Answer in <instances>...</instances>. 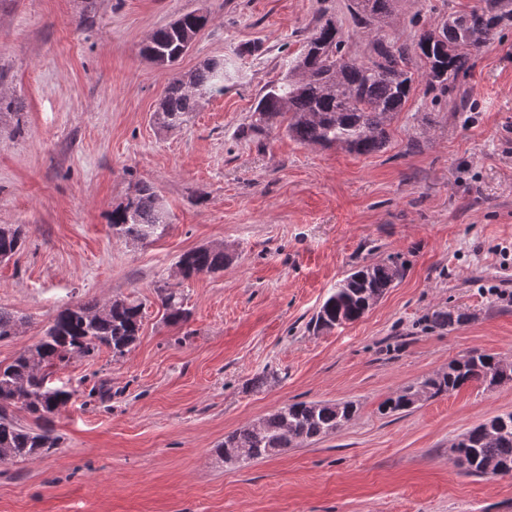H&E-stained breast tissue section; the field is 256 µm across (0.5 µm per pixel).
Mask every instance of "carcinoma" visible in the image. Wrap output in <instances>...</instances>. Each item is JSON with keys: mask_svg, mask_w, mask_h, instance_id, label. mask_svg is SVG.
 <instances>
[{"mask_svg": "<svg viewBox=\"0 0 512 512\" xmlns=\"http://www.w3.org/2000/svg\"><path fill=\"white\" fill-rule=\"evenodd\" d=\"M397 0H353L355 24L374 33L370 55L352 53L333 20L319 21L302 51L287 61L280 77L265 86L258 100L256 119L239 129L243 139L255 138L273 125L285 126L289 136L303 145L341 147L360 155L380 151L390 139L389 128L415 90L425 80L424 96L431 102L458 90L472 60L512 25V0H480L468 10L454 11L432 24H422L409 42L390 38L386 28L396 16ZM209 17L196 11L181 15L157 30L141 49L156 67L172 68L192 47ZM232 78L223 58L204 60L193 70L174 74L168 81L153 116L162 129L187 121L200 100L224 93ZM21 103L0 94V116L8 113L22 122ZM112 232L132 243H150L165 233L168 215L154 187L134 185L125 201L112 209ZM21 227L0 226V258L17 255L23 246ZM229 256L221 246H202L182 254L177 267L183 278L224 271ZM403 275V266L390 260L353 269L336 282L311 318L323 330L362 318ZM167 320L179 325L188 319L181 293L161 289ZM142 304L108 299L101 304H79L61 309L44 336L20 351L8 364H0V462L35 459L58 444L48 428L36 431L21 426L14 412L23 410L37 420H48L72 397L65 387H50L53 369L74 355L91 356L102 347L125 356L142 328ZM23 318L0 307V341L21 333ZM512 382V367L488 353L470 352L453 360L448 370L409 385L384 400L379 412L386 416L408 413L417 407L413 396L423 390L429 397L446 396L477 383L487 388L494 380ZM358 410L352 401H296L281 406L259 421L224 436L217 451L246 449L251 459L279 454L335 434ZM491 430L480 424L461 434L458 456L467 461L463 472L483 477L491 463L512 466V412L494 417Z\"/></svg>", "mask_w": 512, "mask_h": 512, "instance_id": "carcinoma-1", "label": "carcinoma"}]
</instances>
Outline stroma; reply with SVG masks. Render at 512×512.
I'll return each instance as SVG.
<instances>
[{
	"label": "stroma",
	"instance_id": "stroma-1",
	"mask_svg": "<svg viewBox=\"0 0 512 512\" xmlns=\"http://www.w3.org/2000/svg\"><path fill=\"white\" fill-rule=\"evenodd\" d=\"M477 0H398L390 34L412 40ZM350 0H0V92L23 131L0 121V225L19 255L0 262V306L26 319L0 341L9 363L67 306L140 302L125 357L73 356L50 377L73 390L48 422L57 448L0 463V512H512V475L468 476L450 448L512 412V383L470 385L381 415L395 391L470 351L512 363V25L463 79L468 109L415 91L379 152L303 145L275 127L244 140L259 97L321 14L369 51ZM203 10L179 70L232 61L221 95L159 129L170 78L141 46ZM139 181L169 215L160 239L113 236L112 209ZM221 246L223 272L187 280L183 253ZM404 266L360 320L314 330L312 316L352 268ZM177 288L187 322L165 320ZM450 310L464 321L436 326ZM356 402L339 432L272 457L227 464L226 434L293 401ZM24 233L20 226H0V258L9 259L17 255L23 246Z\"/></svg>",
	"mask_w": 512,
	"mask_h": 512
}]
</instances>
